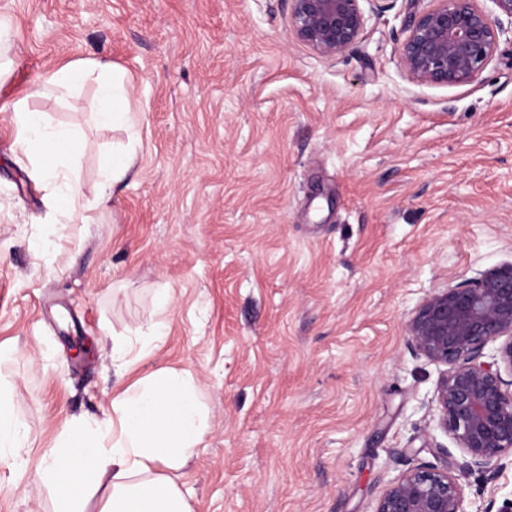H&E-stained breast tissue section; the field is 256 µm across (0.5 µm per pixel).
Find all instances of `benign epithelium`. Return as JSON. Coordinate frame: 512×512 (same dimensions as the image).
Returning <instances> with one entry per match:
<instances>
[{
    "mask_svg": "<svg viewBox=\"0 0 512 512\" xmlns=\"http://www.w3.org/2000/svg\"><path fill=\"white\" fill-rule=\"evenodd\" d=\"M296 39L324 58L348 53L369 19L362 0H289ZM410 17L400 47L408 79L420 85L475 80L491 61L502 22L478 0H431ZM415 351L441 371L437 427L461 459L395 477L374 512H462L460 475L493 481L512 458V262L429 292L406 322Z\"/></svg>",
    "mask_w": 512,
    "mask_h": 512,
    "instance_id": "7a95c632",
    "label": "benign epithelium"
}]
</instances>
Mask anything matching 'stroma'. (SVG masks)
<instances>
[{"instance_id": "obj_1", "label": "stroma", "mask_w": 512, "mask_h": 512, "mask_svg": "<svg viewBox=\"0 0 512 512\" xmlns=\"http://www.w3.org/2000/svg\"><path fill=\"white\" fill-rule=\"evenodd\" d=\"M426 7L394 0L326 59L292 37L288 0H0V382L26 434L0 512H54L44 451L161 369L189 372L212 417L172 474L193 512H373L439 448L459 458L405 323L432 289L512 262V34L474 82L418 85L399 48ZM81 61L125 73L140 122L102 201L128 138L96 124L93 83L32 99L80 128L87 224L32 180L8 110ZM511 497V463L474 472L463 512ZM135 154L133 151L113 154L111 161L104 168L98 186V194L104 197L109 183L112 182V188L115 184L120 182L133 166Z\"/></svg>"}]
</instances>
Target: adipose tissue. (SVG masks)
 I'll return each mask as SVG.
<instances>
[{"mask_svg": "<svg viewBox=\"0 0 512 512\" xmlns=\"http://www.w3.org/2000/svg\"><path fill=\"white\" fill-rule=\"evenodd\" d=\"M89 78L98 83L97 123L124 129L129 140H136L139 119L122 103L126 78L117 68L69 64L47 72L33 93L63 95ZM10 110L16 145L29 156L32 174L56 184L62 207L82 215L84 193L70 164L80 147L78 128L50 123L24 97ZM210 428V413L191 375L165 369L113 396L108 419L71 421L46 454L39 478L54 494L55 512H87L101 489L106 495L99 512H193L172 473L196 455ZM25 443L11 392L0 384V462L21 459Z\"/></svg>", "mask_w": 512, "mask_h": 512, "instance_id": "adipose-tissue-1", "label": "adipose tissue"}]
</instances>
